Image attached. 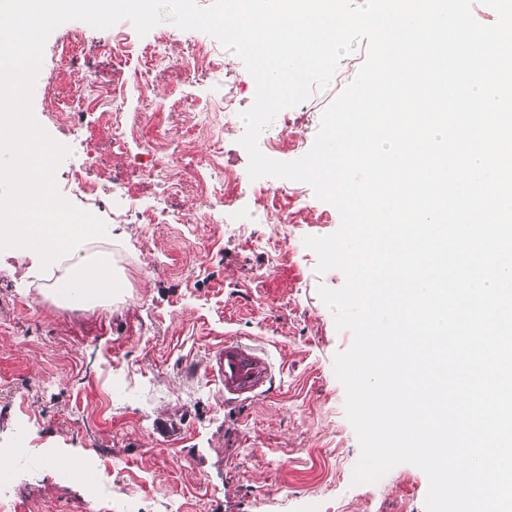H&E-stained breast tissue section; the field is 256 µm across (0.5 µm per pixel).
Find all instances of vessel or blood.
I'll list each match as a JSON object with an SVG mask.
<instances>
[{"label": "vessel or blood", "instance_id": "b4317fda", "mask_svg": "<svg viewBox=\"0 0 512 512\" xmlns=\"http://www.w3.org/2000/svg\"><path fill=\"white\" fill-rule=\"evenodd\" d=\"M206 371L220 381L225 399L254 400L268 392L273 365L263 348L228 337Z\"/></svg>", "mask_w": 512, "mask_h": 512}]
</instances>
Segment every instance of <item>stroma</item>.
Listing matches in <instances>:
<instances>
[{
  "label": "stroma",
  "mask_w": 512,
  "mask_h": 512,
  "mask_svg": "<svg viewBox=\"0 0 512 512\" xmlns=\"http://www.w3.org/2000/svg\"><path fill=\"white\" fill-rule=\"evenodd\" d=\"M129 46L126 68L144 67L142 51L168 41L164 70L147 80L152 101L128 85L126 108L142 112L143 131L123 154L107 152L111 132L89 106L59 118L60 105L83 93L84 73L61 66L57 47L77 37L99 46L98 79L112 77L107 47L112 32L73 20L49 36L32 98L40 125L70 148L56 171L60 195L80 209L84 196L71 180L73 162L92 159L87 174L102 184L122 169L145 200L159 188L147 179V151L156 135L177 146L172 181L182 182L181 210L192 224H117L120 205L103 195L95 214L105 237L91 248L105 252L123 287L112 300L91 305L56 301L51 288L66 262L42 267L37 253L0 250V448H19L21 460L0 475L7 512H425L428 478L402 463L379 481L354 484L360 456L345 412V389L334 357L350 348V331L337 330L319 287L340 288V271L318 272V256L305 238L334 233L337 209L303 182L268 177V196L296 222L254 224L260 209L249 184L248 154L239 140L242 119L225 130L224 163L240 178L238 224H202L199 216L224 213V187L200 193L205 160L218 144L191 135L196 108L224 104V77L190 82L184 50L198 47L224 59L237 76V111L251 107L256 84L242 61L213 36L164 21L139 35L119 21ZM367 41L339 63L329 83L300 104L280 111L259 142L298 141L273 153L290 162L312 147L324 111L357 75ZM196 163L185 176L181 159ZM276 242L270 260L260 243ZM265 346L278 369L265 397L228 401L205 371L225 337ZM56 458H73L88 481L65 476Z\"/></svg>",
  "instance_id": "obj_1"
}]
</instances>
